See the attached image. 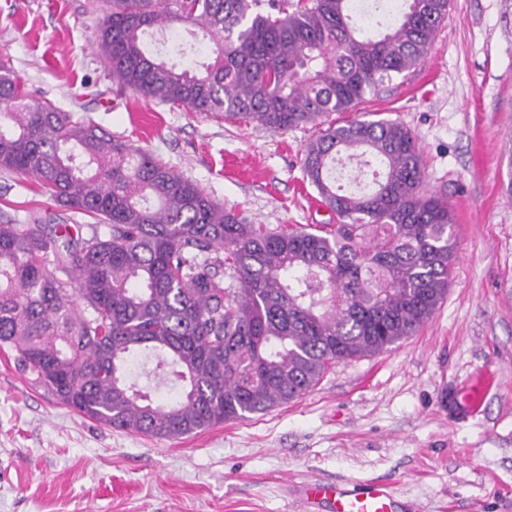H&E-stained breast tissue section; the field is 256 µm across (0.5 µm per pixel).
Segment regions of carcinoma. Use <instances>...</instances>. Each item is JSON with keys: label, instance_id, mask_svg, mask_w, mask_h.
Here are the masks:
<instances>
[{"label": "carcinoma", "instance_id": "cac0c4a2", "mask_svg": "<svg viewBox=\"0 0 512 512\" xmlns=\"http://www.w3.org/2000/svg\"><path fill=\"white\" fill-rule=\"evenodd\" d=\"M97 44L118 82L192 112L288 131L410 72L448 0H403L378 36L353 0H107ZM178 22L207 61L147 48ZM376 164L345 191L336 156ZM303 172L336 223L248 224L160 158L91 118L36 99L0 64V170L29 176L91 224L0 223V350L32 382L103 425L175 439L263 414L340 361L412 335L448 291V203L421 187L412 132L392 119L328 127ZM155 357L143 386L128 375ZM180 393L152 396L151 384Z\"/></svg>", "mask_w": 512, "mask_h": 512}]
</instances>
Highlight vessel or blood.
<instances>
[{
  "label": "vessel or blood",
  "mask_w": 512,
  "mask_h": 512,
  "mask_svg": "<svg viewBox=\"0 0 512 512\" xmlns=\"http://www.w3.org/2000/svg\"><path fill=\"white\" fill-rule=\"evenodd\" d=\"M305 504L325 502L331 512H397L399 501L383 481L315 483L304 492Z\"/></svg>",
  "instance_id": "b4317fda"
}]
</instances>
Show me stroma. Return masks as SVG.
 Wrapping results in <instances>:
<instances>
[{
  "label": "stroma",
  "mask_w": 512,
  "mask_h": 512,
  "mask_svg": "<svg viewBox=\"0 0 512 512\" xmlns=\"http://www.w3.org/2000/svg\"><path fill=\"white\" fill-rule=\"evenodd\" d=\"M104 0H0V60L37 98L90 116L251 224L332 221L301 169L355 114L396 119L425 193L454 218L448 294L413 335L336 363L294 403L179 439L102 425L0 352V512H299L314 482L381 480L417 512H512V0H449L405 77L287 132L141 97L96 46ZM80 224L34 180L0 171V221ZM493 378L479 414L463 393Z\"/></svg>",
  "instance_id": "35a3bbf8"
}]
</instances>
